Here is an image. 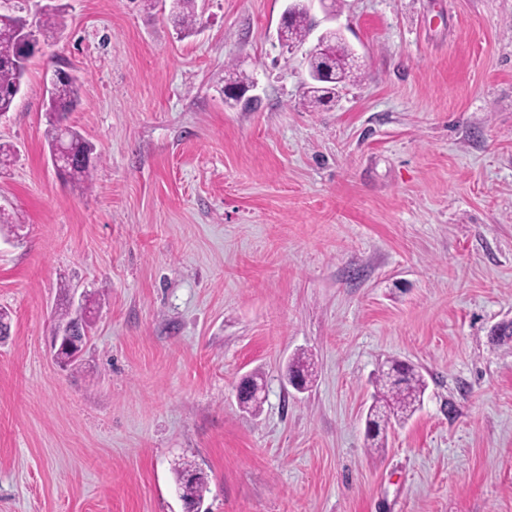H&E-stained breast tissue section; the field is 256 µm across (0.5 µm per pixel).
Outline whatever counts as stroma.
Here are the masks:
<instances>
[{"instance_id": "1", "label": "stroma", "mask_w": 512, "mask_h": 512, "mask_svg": "<svg viewBox=\"0 0 512 512\" xmlns=\"http://www.w3.org/2000/svg\"><path fill=\"white\" fill-rule=\"evenodd\" d=\"M54 2L0 117V512H183V460L203 512H512V349L490 338L512 319V0H311L292 52L288 0H196L186 34L173 0ZM329 29L363 77L314 109ZM232 63L253 106L224 98ZM58 67L97 156L83 186L49 157ZM85 297L63 370L53 321ZM392 359L427 389L377 451ZM180 498L186 504L200 502L208 490V477L191 462H182L174 470ZM194 473L192 477L189 474Z\"/></svg>"}]
</instances>
